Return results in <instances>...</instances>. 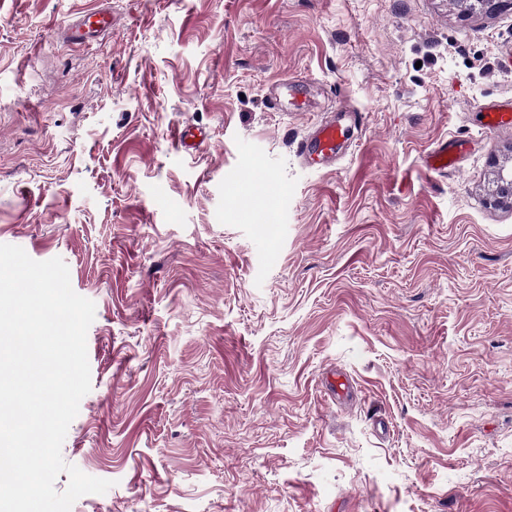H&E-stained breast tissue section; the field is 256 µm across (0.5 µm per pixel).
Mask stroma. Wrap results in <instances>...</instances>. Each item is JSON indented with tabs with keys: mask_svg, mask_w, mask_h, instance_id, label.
<instances>
[{
	"mask_svg": "<svg viewBox=\"0 0 512 512\" xmlns=\"http://www.w3.org/2000/svg\"><path fill=\"white\" fill-rule=\"evenodd\" d=\"M509 50L452 0H0V244L95 304L62 456L112 486L71 512H512ZM110 25V16L102 8H96L83 13L77 24L65 33V38L72 43H88V39ZM306 86L307 81L305 80H289L287 83H279L275 86L270 99L275 107L283 105V101L287 100L289 112L308 111ZM477 112L482 115L481 124L485 129H512V103L502 105L487 102L480 105ZM361 119L359 114H354L353 119L339 115L325 122H317L309 136L298 143L300 156L311 166H322L336 161L349 127ZM463 144L457 141L444 143L441 148L430 157V165L434 170L446 171L458 164V156ZM494 184L495 189L493 190L491 201L495 205L512 206V167L500 166Z\"/></svg>",
	"mask_w": 512,
	"mask_h": 512,
	"instance_id": "1",
	"label": "stroma"
}]
</instances>
